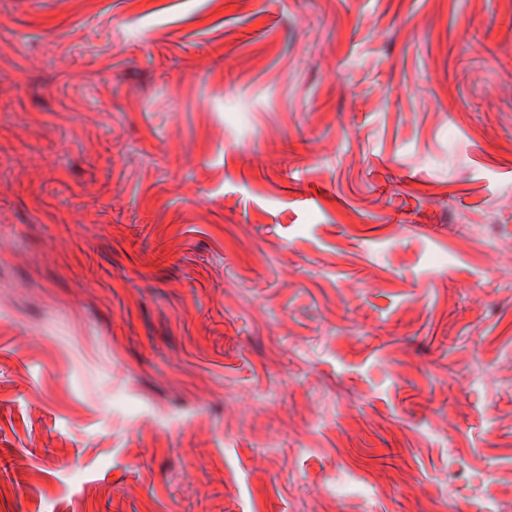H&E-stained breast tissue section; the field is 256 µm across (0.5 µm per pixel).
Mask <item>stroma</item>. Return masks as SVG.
Here are the masks:
<instances>
[{"label":"stroma","mask_w":512,"mask_h":512,"mask_svg":"<svg viewBox=\"0 0 512 512\" xmlns=\"http://www.w3.org/2000/svg\"><path fill=\"white\" fill-rule=\"evenodd\" d=\"M508 192L512 0H0V512H512Z\"/></svg>","instance_id":"stroma-1"}]
</instances>
